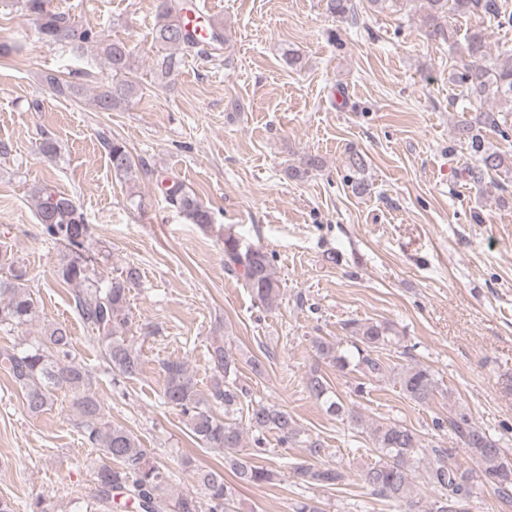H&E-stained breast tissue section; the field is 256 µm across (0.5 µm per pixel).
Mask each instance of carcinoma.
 <instances>
[{
	"instance_id": "cac0c4a2",
	"label": "carcinoma",
	"mask_w": 512,
	"mask_h": 512,
	"mask_svg": "<svg viewBox=\"0 0 512 512\" xmlns=\"http://www.w3.org/2000/svg\"><path fill=\"white\" fill-rule=\"evenodd\" d=\"M426 23L432 34L460 46L464 62L453 75L454 83L464 87L467 99L476 105L462 109L454 125L456 140L470 149L476 164L467 173L512 178V151L486 146V135L493 132L504 140L512 139V125L505 114L512 112V50L489 62L487 29L482 26L466 31L463 42L444 21L450 15H473L494 20L497 25L512 26V13L501 11V0H427ZM11 6L32 19L41 38L60 44L71 53L97 46L110 71L112 84L98 95V106L110 111L131 99L138 85L131 80L133 52L122 41L104 42L98 31L79 24L70 12H52L45 0H13ZM326 10L340 17L358 21L352 0H326ZM188 8L183 0H161L153 39L168 50L155 59L157 76L166 78L177 71L185 58L204 53L202 45L216 52L223 44V34L213 31L209 40L197 38L189 29ZM43 80L59 98H69L72 84L57 72L45 73ZM114 173L128 181L136 178L137 166L126 145L118 140L106 143ZM169 203L191 217L196 224L212 223L205 209L179 182L165 190ZM39 224L43 234L62 245L67 252L56 271L57 278L73 295L75 310L95 333L93 339L102 352L112 377L132 379L142 371L141 354L125 336L133 316L129 287L139 282L138 267L127 265L120 275L98 271L90 266L86 254L91 238L89 224L75 199L48 187L35 189ZM224 268L243 279L251 293L267 308H273L280 295V284L273 271L271 257L261 248L242 247L233 236L224 239ZM35 314V302L22 277L0 279V330L12 331L26 326ZM344 329L350 334L351 348L340 343L314 338L318 357L336 366L341 373L352 370L366 378L380 380L393 376L402 395L417 404L427 405L439 392V382L427 366L407 364L391 366L379 353L393 348L407 354L403 339L386 322L351 320ZM211 399L199 396L185 363L167 360L164 374L163 403L180 410L192 436L203 447L223 455V462L198 466L194 478L201 494L176 491L171 473L153 461L151 451L124 427L112 423L92 390V376L87 367L73 356V339L67 326L59 323L45 336L27 347L0 349V366L20 388L29 413L40 415L49 410L63 391L72 397L78 427L86 444L98 450L95 463L96 504L110 512L112 502L123 497L135 503L140 512H230L241 487L269 483L274 473L255 464L239 449L244 435H252L253 456L264 452L265 434L274 432L282 443L298 440L300 431L287 411L255 401L247 389L236 384L239 360L225 346H213ZM305 390L330 415L363 425V418L332 388L319 368L307 374ZM224 407V416L215 414L212 404ZM245 412L244 419L236 413ZM438 431L446 430L462 444L467 456L478 464L483 484L501 509L512 508V458L500 441L474 421L463 407L450 410L448 417L434 422ZM366 433L378 453V459L362 474L370 494L391 503L411 498L413 473L436 493L425 512H472L473 471L450 463L458 449L425 443L414 428L397 422H375ZM305 455L291 463L295 477L308 485L333 488L349 480V474L336 466H319L317 461L327 448L319 437L301 440Z\"/></svg>"
}]
</instances>
